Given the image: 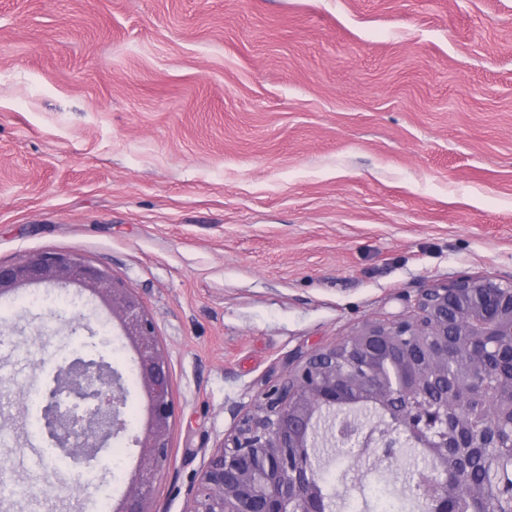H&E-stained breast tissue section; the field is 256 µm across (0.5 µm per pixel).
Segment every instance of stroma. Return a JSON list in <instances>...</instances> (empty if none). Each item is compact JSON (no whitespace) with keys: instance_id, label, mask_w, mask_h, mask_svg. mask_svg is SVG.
Segmentation results:
<instances>
[{"instance_id":"35a3bbf8","label":"stroma","mask_w":512,"mask_h":512,"mask_svg":"<svg viewBox=\"0 0 512 512\" xmlns=\"http://www.w3.org/2000/svg\"><path fill=\"white\" fill-rule=\"evenodd\" d=\"M84 256L137 291L178 414L155 512L266 383L460 273L512 279V0H0V262ZM0 296V512H92L19 398L121 376L92 472L120 500L147 397L103 302ZM118 464L121 480L111 476ZM343 446L337 493L374 482Z\"/></svg>"}]
</instances>
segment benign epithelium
<instances>
[{
  "mask_svg": "<svg viewBox=\"0 0 512 512\" xmlns=\"http://www.w3.org/2000/svg\"><path fill=\"white\" fill-rule=\"evenodd\" d=\"M30 285H76L99 296L118 320L135 354L149 416L135 438L141 463L115 512H154V488L168 460L176 404L170 363L152 320L131 286L75 253L45 252L21 263H0V296ZM506 348L512 351V280L462 274L421 289L412 314L366 320L268 381L252 409L212 450L184 512H323L313 479V431L324 414L366 406L379 413L376 422L368 429L344 425L338 435L358 433L361 448L380 465L395 459L402 441L424 449L433 462L424 494L434 512H446L448 497L468 495L465 483L448 481V449L467 445L462 430L470 405L482 403L487 426L511 440L506 449L490 444L486 453L492 463L512 471V380L505 382L488 368ZM58 374L89 405L78 418L72 409L52 406L44 412L45 427L64 454L91 449L81 462L92 467V449L126 428L123 389L97 362L75 361ZM450 374L451 400L418 402Z\"/></svg>",
  "mask_w": 512,
  "mask_h": 512,
  "instance_id": "7a95c632",
  "label": "benign epithelium"
}]
</instances>
